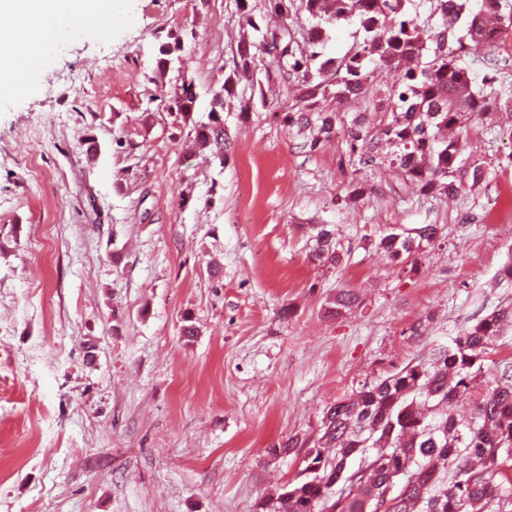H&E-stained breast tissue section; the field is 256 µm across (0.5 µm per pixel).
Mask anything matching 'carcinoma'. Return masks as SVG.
<instances>
[{"mask_svg": "<svg viewBox=\"0 0 512 512\" xmlns=\"http://www.w3.org/2000/svg\"><path fill=\"white\" fill-rule=\"evenodd\" d=\"M439 13L420 19L414 2ZM467 0H305L312 21L300 58L290 65L302 72L303 107L286 114L313 152L343 134L352 155L370 167L399 171L419 193L459 194V150L449 134L493 104L512 112V91L498 89L486 76L473 86L462 65L467 41L496 42L502 26H512V0H479V10L460 26ZM356 20L349 52L320 60L317 50L326 25ZM402 72V86L388 98L379 122L358 115L336 128L337 114L311 111L329 98L340 106L363 96L372 77L370 64ZM191 86L175 95L177 116L191 120ZM215 96L208 122L194 123V144L224 160L223 119ZM391 151L382 153L383 146ZM321 264L339 263L340 240L328 224L313 226ZM438 236L427 224L414 232L388 233L376 247L397 264ZM356 294L339 289L325 313L351 309ZM512 307H501L451 338L430 358L408 363L391 375L365 383L324 411L320 436L306 451L299 478L262 498L261 512H512V361L492 355ZM471 404L469 417L456 419L452 407Z\"/></svg>", "mask_w": 512, "mask_h": 512, "instance_id": "cac0c4a2", "label": "carcinoma"}]
</instances>
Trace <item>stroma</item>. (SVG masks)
<instances>
[{"instance_id": "35a3bbf8", "label": "stroma", "mask_w": 512, "mask_h": 512, "mask_svg": "<svg viewBox=\"0 0 512 512\" xmlns=\"http://www.w3.org/2000/svg\"><path fill=\"white\" fill-rule=\"evenodd\" d=\"M120 4L45 51L33 94L0 93V512H255L304 455L268 448L313 442L336 399L512 305V112L461 129L455 199L422 196L343 136L303 148L278 51L241 71L270 0ZM462 62L512 85V27ZM228 79L219 162L168 96L193 83L203 121ZM400 83L376 70L340 123L377 122ZM316 224L336 226L339 264L313 261ZM427 224L441 233L408 263L376 248ZM341 288L356 305L326 316Z\"/></svg>"}]
</instances>
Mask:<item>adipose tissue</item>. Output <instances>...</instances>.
I'll return each instance as SVG.
<instances>
[{
	"label": "adipose tissue",
	"mask_w": 512,
	"mask_h": 512,
	"mask_svg": "<svg viewBox=\"0 0 512 512\" xmlns=\"http://www.w3.org/2000/svg\"><path fill=\"white\" fill-rule=\"evenodd\" d=\"M0 13L23 18L24 26L0 27V89L17 95L33 84L26 74L34 70L44 47L58 39L73 19L115 17V6L106 0H0Z\"/></svg>",
	"instance_id": "1"
}]
</instances>
